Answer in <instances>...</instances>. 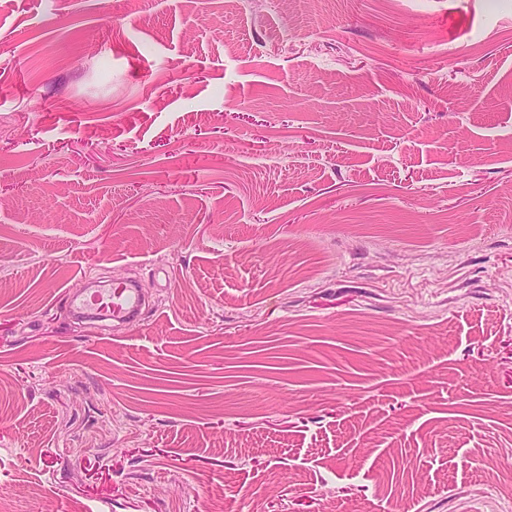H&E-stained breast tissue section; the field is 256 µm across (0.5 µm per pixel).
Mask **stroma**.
Here are the masks:
<instances>
[{
	"instance_id": "1",
	"label": "stroma",
	"mask_w": 512,
	"mask_h": 512,
	"mask_svg": "<svg viewBox=\"0 0 512 512\" xmlns=\"http://www.w3.org/2000/svg\"><path fill=\"white\" fill-rule=\"evenodd\" d=\"M508 460L512 0H0V512H512ZM72 303L80 311H91L104 320L125 321L130 319L139 305V296L126 284L98 290L90 299L73 296Z\"/></svg>"
}]
</instances>
